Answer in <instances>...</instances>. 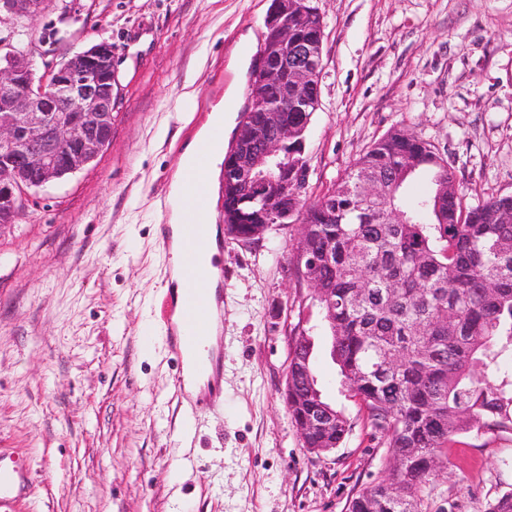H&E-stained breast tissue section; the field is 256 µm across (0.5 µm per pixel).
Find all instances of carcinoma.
Segmentation results:
<instances>
[{
	"label": "carcinoma",
	"mask_w": 512,
	"mask_h": 512,
	"mask_svg": "<svg viewBox=\"0 0 512 512\" xmlns=\"http://www.w3.org/2000/svg\"><path fill=\"white\" fill-rule=\"evenodd\" d=\"M422 175L431 192L408 197ZM363 176L384 194L365 198ZM299 208L295 250L317 259L302 272L318 286L333 359L388 448L347 512H421L417 493L454 436L512 432V197L466 207L434 147L393 129L356 159L336 205L304 195ZM309 352L298 344L290 358L288 412L298 424L325 406L333 425L306 444L337 448L350 425L319 399Z\"/></svg>",
	"instance_id": "carcinoma-1"
}]
</instances>
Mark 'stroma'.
<instances>
[{
	"mask_svg": "<svg viewBox=\"0 0 512 512\" xmlns=\"http://www.w3.org/2000/svg\"><path fill=\"white\" fill-rule=\"evenodd\" d=\"M325 24L310 198L389 130L421 136L469 206L512 194V0H314ZM271 0H47L25 41L37 74L111 43L112 140L0 224V448L37 484L11 512H346L387 450L345 390L323 310L293 262L297 225L224 240V400L175 396L158 239L178 161L220 105L240 118ZM152 329L143 350L136 338ZM350 430L302 446L282 398L294 331ZM512 490V433L458 434L422 512H486Z\"/></svg>",
	"mask_w": 512,
	"mask_h": 512,
	"instance_id": "obj_1",
	"label": "stroma"
}]
</instances>
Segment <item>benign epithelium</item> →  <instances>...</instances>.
Segmentation results:
<instances>
[{
  "label": "benign epithelium",
  "instance_id": "1",
  "mask_svg": "<svg viewBox=\"0 0 512 512\" xmlns=\"http://www.w3.org/2000/svg\"><path fill=\"white\" fill-rule=\"evenodd\" d=\"M45 0H0L14 23L35 20ZM312 0H272L259 59L249 79V107L224 163V193L255 203L242 243L259 241L274 224H294L291 203L306 192V136L318 107L324 34L296 37V22L313 19ZM283 98L270 102L280 73ZM114 64L102 41L37 75L26 54L0 41V224L15 223L23 196L78 172L112 140ZM303 116L288 125V113Z\"/></svg>",
  "mask_w": 512,
  "mask_h": 512
}]
</instances>
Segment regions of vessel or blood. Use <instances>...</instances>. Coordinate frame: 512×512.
Here are the masks:
<instances>
[{"mask_svg": "<svg viewBox=\"0 0 512 512\" xmlns=\"http://www.w3.org/2000/svg\"><path fill=\"white\" fill-rule=\"evenodd\" d=\"M186 187V220L177 226L166 224L162 227L164 249L174 248L178 251L175 273L179 286L163 298L160 312L166 324V343L179 365L175 382L178 394L184 401H191V385L203 378L207 381L211 401L216 402L224 393L223 358L218 354L210 355L205 360L196 356L205 342L202 329L204 319L219 313L224 303L223 292L210 288L208 276L199 263L208 242L202 225L193 220L196 212L208 207L210 189L208 183L195 172L188 175ZM25 475V470L11 455L0 451V507L15 502V490Z\"/></svg>", "mask_w": 512, "mask_h": 512, "instance_id": "b4317fda", "label": "vessel or blood"}]
</instances>
